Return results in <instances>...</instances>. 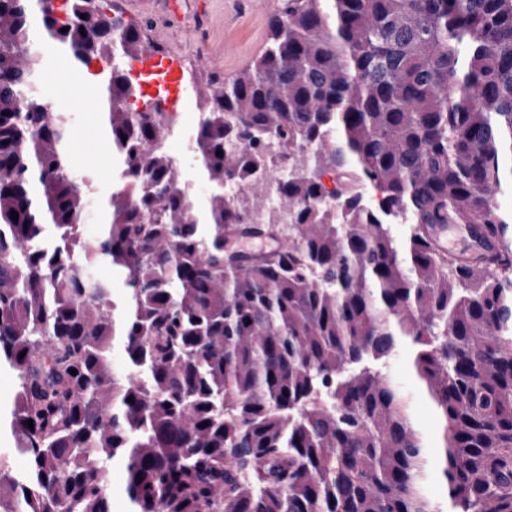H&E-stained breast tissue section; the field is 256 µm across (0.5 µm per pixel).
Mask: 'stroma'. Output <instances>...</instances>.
<instances>
[{"mask_svg": "<svg viewBox=\"0 0 512 512\" xmlns=\"http://www.w3.org/2000/svg\"><path fill=\"white\" fill-rule=\"evenodd\" d=\"M112 2L125 20L141 25L146 40L160 52L181 57L184 78L170 95L183 103V121L191 134L197 128L196 84L214 74L233 77L260 55L266 43L267 20L276 7V0H262L257 6L252 0H240L236 8L227 6L226 0H185L181 15L173 16L157 12L149 0ZM30 59L43 95L68 118L74 172L93 177L86 231L95 234L101 222L100 206L118 188L119 179L110 153L94 136L99 123L97 113L79 111L74 100L86 79L65 56L44 42L41 33L33 35ZM409 364V353H401L392 365V373L408 388L415 419L434 445L438 442V425L428 400L413 380Z\"/></svg>", "mask_w": 512, "mask_h": 512, "instance_id": "obj_1", "label": "stroma"}]
</instances>
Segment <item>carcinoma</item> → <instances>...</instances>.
<instances>
[{
  "label": "carcinoma",
  "mask_w": 512,
  "mask_h": 512,
  "mask_svg": "<svg viewBox=\"0 0 512 512\" xmlns=\"http://www.w3.org/2000/svg\"><path fill=\"white\" fill-rule=\"evenodd\" d=\"M108 7L0 0V369L27 461L0 464V512H113L117 466L128 512H442L431 451L451 512H512V0H278L262 54L195 88L203 224L171 116L129 108L141 27ZM36 28L108 68L122 187L92 238ZM273 198L288 223H257ZM451 224L471 255L436 247ZM260 236L282 245L226 247ZM406 348L432 450L388 371ZM18 381L9 369H2L0 372V404L4 415L9 414L12 409Z\"/></svg>",
  "instance_id": "cac0c4a2"
}]
</instances>
